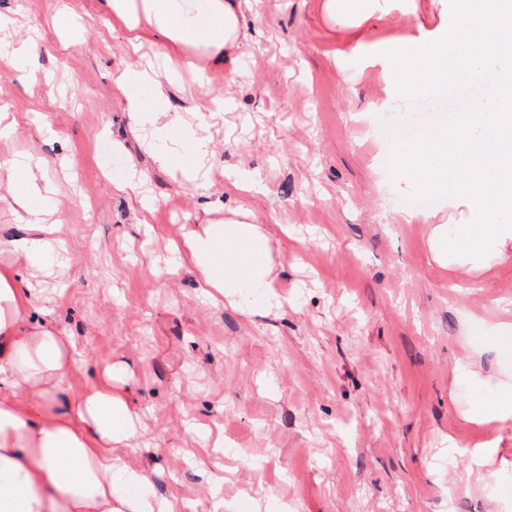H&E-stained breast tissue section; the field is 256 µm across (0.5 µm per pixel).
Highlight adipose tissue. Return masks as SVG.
<instances>
[{
    "label": "adipose tissue",
    "instance_id": "1",
    "mask_svg": "<svg viewBox=\"0 0 512 512\" xmlns=\"http://www.w3.org/2000/svg\"><path fill=\"white\" fill-rule=\"evenodd\" d=\"M248 0H140L152 27L177 46L203 45L223 61L233 78L241 47L256 37L247 15ZM371 53L388 77L389 97L403 101L427 93L447 79L485 80L481 101L458 112L452 125L427 137L396 144L390 167L408 189L442 200L466 199L475 215L470 224L437 223L436 212L405 207L398 219L431 225L429 247L439 257L464 247L466 261L506 256L512 250V112L504 100L512 92L491 79L494 61H512V0H450L446 13L411 47L384 43ZM127 71L120 90L136 122L156 133L173 124L165 108L145 111L134 87L147 84ZM10 179L25 177L11 202L22 215L25 236L0 240V254L15 255L28 269L60 263L66 251L57 225L42 221L54 203L30 180L29 162H4ZM223 223L185 233L183 251L200 285L223 291L228 275L249 281L257 296L274 295L267 239L251 223L245 205L225 209ZM41 289L19 270L0 269V512H172L151 496L130 493L142 475L112 457V447L135 437L133 417L112 393V377L88 383L74 395L64 386L75 366L76 345L36 319Z\"/></svg>",
    "mask_w": 512,
    "mask_h": 512
}]
</instances>
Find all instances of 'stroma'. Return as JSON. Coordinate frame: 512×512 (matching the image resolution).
<instances>
[{
  "instance_id": "obj_1",
  "label": "stroma",
  "mask_w": 512,
  "mask_h": 512,
  "mask_svg": "<svg viewBox=\"0 0 512 512\" xmlns=\"http://www.w3.org/2000/svg\"><path fill=\"white\" fill-rule=\"evenodd\" d=\"M323 4L252 0L259 35L228 90L201 47L196 70L166 76L180 48L104 0H0V46L34 42L0 71V160L27 156L66 206V264L27 276L76 340L68 388L114 366L138 445L112 455L177 512H512V421L471 419L478 395L512 387V332L492 330L512 322L497 305L512 302V257L442 265L430 225L393 221L405 194L379 159L401 115L345 39L401 41L418 21L404 7L359 28ZM131 68L156 80L144 108L210 139L201 185L136 130L116 88ZM241 199L285 303L209 298L174 252Z\"/></svg>"
}]
</instances>
